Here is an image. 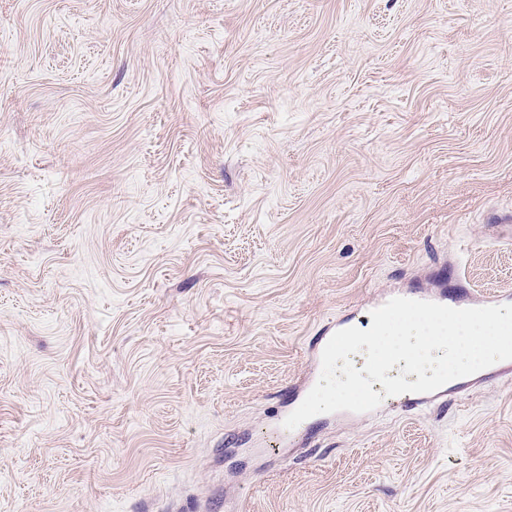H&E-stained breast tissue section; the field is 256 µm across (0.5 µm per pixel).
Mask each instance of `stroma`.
I'll list each match as a JSON object with an SVG mask.
<instances>
[{
    "mask_svg": "<svg viewBox=\"0 0 512 512\" xmlns=\"http://www.w3.org/2000/svg\"><path fill=\"white\" fill-rule=\"evenodd\" d=\"M417 288L512 292V0H0V512H512V376L273 431ZM354 327L347 323L346 320H340L336 324L325 326L320 335L315 338V340L308 345V359L311 364L312 369V377H310L307 381L302 382L298 385H295L291 394L287 400L283 402L284 410L281 411L280 414L277 415L279 426L283 427V422L285 419L302 403L306 395L314 386L316 379L320 376L321 372V355L323 349L332 335L341 329ZM474 385V379H455L439 390L432 393H405L404 408L407 410L418 409L421 406L434 404L447 397H455L467 391Z\"/></svg>",
    "mask_w": 512,
    "mask_h": 512,
    "instance_id": "35a3bbf8",
    "label": "stroma"
}]
</instances>
